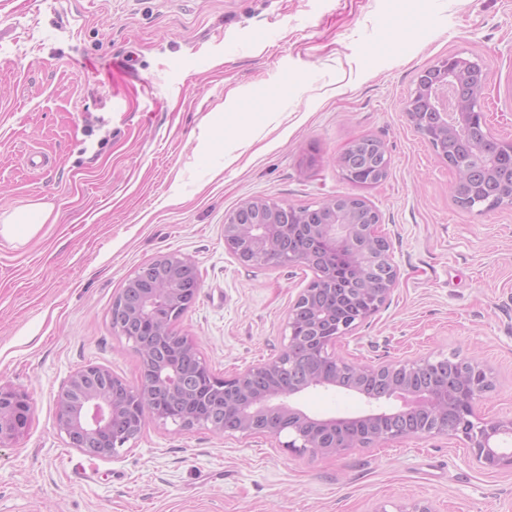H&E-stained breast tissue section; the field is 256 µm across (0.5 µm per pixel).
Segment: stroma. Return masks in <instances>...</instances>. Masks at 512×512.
Returning <instances> with one entry per match:
<instances>
[{
    "instance_id": "obj_1",
    "label": "stroma",
    "mask_w": 512,
    "mask_h": 512,
    "mask_svg": "<svg viewBox=\"0 0 512 512\" xmlns=\"http://www.w3.org/2000/svg\"><path fill=\"white\" fill-rule=\"evenodd\" d=\"M451 55L486 66L488 130L512 142V0H0V214L41 200L58 216L22 247L0 242V385L33 402L27 429L0 446V512H395L418 500L512 512V472L469 463L446 436L336 456L149 420L91 458L56 426L57 395L82 366L140 383L110 313L161 254L197 269L175 329L216 376L276 356L315 274L242 265L224 219L250 198L315 208L347 194L379 211L400 276L338 353L478 355L495 381L476 415L512 416V206H459L453 172L406 112L417 75ZM365 136L391 158L370 188L336 165ZM33 151L52 166H28ZM292 404L318 418L370 408L333 388Z\"/></svg>"
}]
</instances>
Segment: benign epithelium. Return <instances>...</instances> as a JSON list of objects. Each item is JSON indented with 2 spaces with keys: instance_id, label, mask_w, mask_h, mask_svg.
I'll return each instance as SVG.
<instances>
[{
  "instance_id": "benign-epithelium-1",
  "label": "benign epithelium",
  "mask_w": 512,
  "mask_h": 512,
  "mask_svg": "<svg viewBox=\"0 0 512 512\" xmlns=\"http://www.w3.org/2000/svg\"><path fill=\"white\" fill-rule=\"evenodd\" d=\"M488 72L478 62L457 56L438 61L417 77L406 106L410 122L427 140L437 157L456 173L451 193L459 205L468 201L471 183L467 155L491 143L507 163L495 168L490 183L512 178V142L490 138L483 118ZM373 159L354 157L346 148L336 163L346 177L353 164L370 170L358 185L372 187L389 175L390 159L376 142ZM251 219L240 224L225 218L224 243L242 264L262 267L303 265L316 273L315 283L303 289L291 306L285 339L277 357L232 378L216 377L197 350L194 340L174 330L176 312L188 310L178 276H162L134 303L117 295L112 308L124 312L127 325L112 330L133 342L140 355L142 379L131 386L99 365L75 371L57 395L56 426L72 446L89 457L106 458L121 446L120 433L131 415L140 422L150 417L172 422L181 430L206 427L216 434L243 436L266 433L275 438L288 433L283 447L339 455L349 448L381 444L410 435H448L462 438L471 459L487 471H512V450L500 443L512 438V417L480 418L476 401L493 385L492 371L473 358H456L441 383L417 382L424 372L447 360L421 358L376 365L352 362L336 352L337 343L373 315L396 286L399 273L391 243L378 232L380 214L364 197L332 196L319 209L322 218L310 224H284L282 214L293 207L272 198H251L240 204ZM168 336V344L136 342L126 327ZM224 398V418L207 414L180 415L157 401H173L195 391L204 382ZM376 383L381 396L404 400L400 413L418 416L417 430L388 428L387 412H368L353 418L318 419L287 403L306 390L334 387L362 392ZM32 411L28 394L0 386V445L18 437Z\"/></svg>"
}]
</instances>
